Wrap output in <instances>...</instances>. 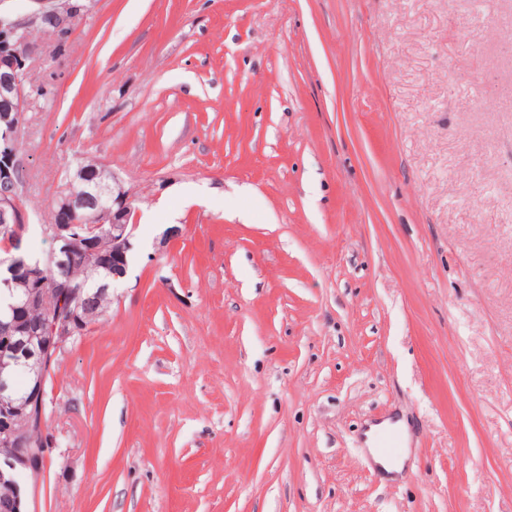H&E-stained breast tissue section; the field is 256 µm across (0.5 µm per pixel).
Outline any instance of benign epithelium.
Returning <instances> with one entry per match:
<instances>
[{"instance_id": "obj_1", "label": "benign epithelium", "mask_w": 512, "mask_h": 512, "mask_svg": "<svg viewBox=\"0 0 512 512\" xmlns=\"http://www.w3.org/2000/svg\"><path fill=\"white\" fill-rule=\"evenodd\" d=\"M29 2L30 12L24 18L0 11V30L25 33L57 14L58 0ZM28 61V40L21 38L13 47H0V124L12 133L21 128L27 104L24 79ZM17 171L16 154L9 150L0 153V231L12 237L0 257V271L6 274L0 284L9 289L5 309L10 317L0 321V441L7 443L0 448V512H23L21 489L13 480L16 470L35 477L40 474L45 457L20 434L17 424L25 421L44 426L45 368L79 335L73 316L60 310L50 311L46 323L29 319L32 309L48 307L46 291L54 287L47 277L48 268L64 272L80 257L93 271L104 268L111 272L112 280L123 278L133 248L135 225L130 218L137 201L117 178L105 184L99 180L97 168L81 169L78 186L61 194L55 221L43 227V235L53 247L42 257L28 258L19 254L29 215L16 196ZM96 195L109 202V207L98 213L99 223L108 228L102 237L90 240L77 231L76 215L84 201ZM20 367L35 381L29 398L12 396L13 374Z\"/></svg>"}]
</instances>
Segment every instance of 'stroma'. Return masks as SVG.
Returning <instances> with one entry per match:
<instances>
[{
	"label": "stroma",
	"instance_id": "1",
	"mask_svg": "<svg viewBox=\"0 0 512 512\" xmlns=\"http://www.w3.org/2000/svg\"><path fill=\"white\" fill-rule=\"evenodd\" d=\"M29 51L24 248L87 160L137 197L29 512H512V0H91ZM384 431L386 430H378L372 434L370 443L373 447L369 448V451L374 462L378 464L385 473L392 475L399 473L403 465V460L396 457L400 448H402V440L400 434L396 430L385 432L378 445L379 452L381 455L388 458L396 457L392 460L386 459L378 453L376 448L378 438Z\"/></svg>",
	"mask_w": 512,
	"mask_h": 512
}]
</instances>
